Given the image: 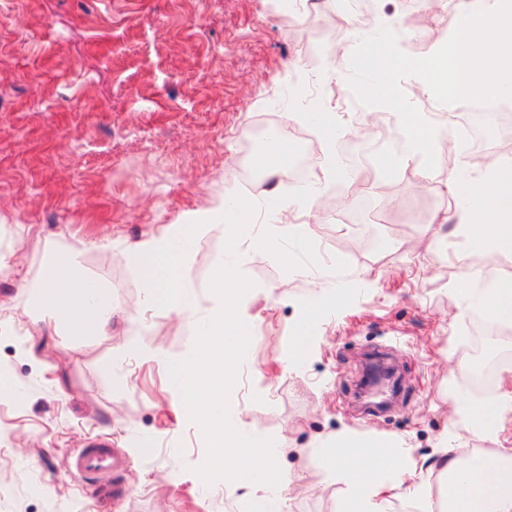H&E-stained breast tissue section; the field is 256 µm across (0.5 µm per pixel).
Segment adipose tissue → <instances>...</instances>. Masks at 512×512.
<instances>
[{"label": "adipose tissue", "mask_w": 512, "mask_h": 512, "mask_svg": "<svg viewBox=\"0 0 512 512\" xmlns=\"http://www.w3.org/2000/svg\"><path fill=\"white\" fill-rule=\"evenodd\" d=\"M461 17L457 30L439 45L428 61L403 60L396 37L377 27L368 40L338 48L337 56L358 60L371 75L360 86L364 97L384 101L398 119L399 150L388 153L387 164L418 165L420 178L439 167L438 141H454V133L436 128L427 114L417 113L391 95V69H404L429 96L442 101H502L512 99V0H455ZM314 123L325 144L324 176L346 177L336 154V139L343 128L335 113H315ZM446 189L455 201L451 218L465 231L471 247L485 257L512 252V155L469 162L455 156ZM267 209L273 222L260 239L272 247L273 258L292 265L291 256L275 249L279 225L304 210H319L317 191L284 199L271 196ZM483 271L465 266L460 281L482 282L480 304L499 322L512 324V280L483 283ZM30 301L43 314L63 317L69 336H100L112 332V302L96 297L78 277L72 254L51 252L41 278L30 286ZM467 416L452 413L451 426L477 437H492L512 422V393H490L484 403L469 404ZM326 471L345 486L336 512H512V448L479 455L460 463L447 440H440L434 458L416 456L397 437L362 438L344 431L319 449ZM437 470L436 481L425 477Z\"/></svg>", "instance_id": "adipose-tissue-1"}]
</instances>
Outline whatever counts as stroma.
I'll return each instance as SVG.
<instances>
[{"label":"stroma","mask_w":512,"mask_h":512,"mask_svg":"<svg viewBox=\"0 0 512 512\" xmlns=\"http://www.w3.org/2000/svg\"><path fill=\"white\" fill-rule=\"evenodd\" d=\"M377 22L400 25L401 56L420 60L433 31L406 25V0H374ZM323 0L288 14L274 0H0V512H244L241 492L205 486V456L162 364L118 359L140 341L178 357L218 306L209 291L223 256V229L193 247L189 315L146 301L130 247L172 224H187L241 192L264 204L269 189L296 196L318 186L329 230L312 238L282 226L293 267L269 260L255 235L240 244L255 288L244 311L255 319V360L243 364L232 412L271 437L303 491L286 512H336L342 486L310 445L339 430L400 436L432 453L448 426L457 390L486 343L484 314L455 292L462 265L512 280V253L486 262L461 235L436 247L433 217L454 208L447 167L421 181L415 167L387 169L386 145L361 149L355 129L380 115L337 98L366 75H327ZM336 112V142L366 166L362 191L325 180L322 143L311 119ZM292 112L304 113L289 123ZM287 131L291 164L313 182L281 176L247 189L255 134ZM75 254L78 275L112 299V334L81 341L64 326L27 335L29 295L50 248ZM351 285L327 307L303 359L284 360L312 295ZM103 440L131 461L125 496L112 499L72 474L76 448Z\"/></svg>","instance_id":"stroma-1"}]
</instances>
